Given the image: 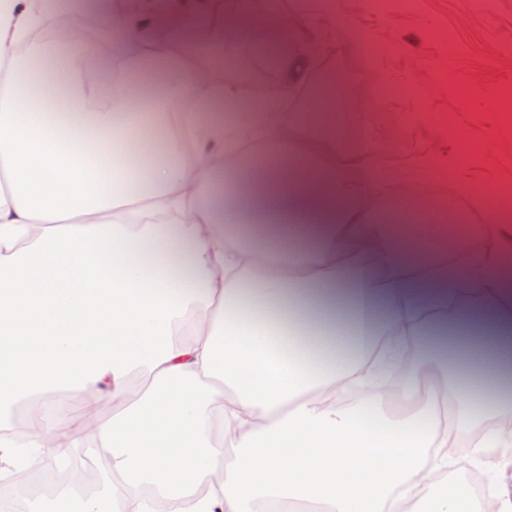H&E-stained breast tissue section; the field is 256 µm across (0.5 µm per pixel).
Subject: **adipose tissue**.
<instances>
[{
	"label": "adipose tissue",
	"mask_w": 512,
	"mask_h": 512,
	"mask_svg": "<svg viewBox=\"0 0 512 512\" xmlns=\"http://www.w3.org/2000/svg\"><path fill=\"white\" fill-rule=\"evenodd\" d=\"M210 0H100L64 20L63 41L35 32L43 0H0V398L78 381L111 398L87 431L109 455L102 490H63L31 512H144L141 485L191 495L190 512H257L304 500L328 512H466L440 484L459 438L487 458L512 431V239L481 224L463 263H442L436 225L390 224L391 202L366 171L368 118L279 101L239 107L213 54L208 70L174 53L210 24ZM335 0L260 13L236 0L234 37L265 36L283 93L308 84L324 55L301 33L336 21ZM106 56L97 67L93 58ZM53 85L32 95L36 69ZM180 130L162 156L145 134ZM476 363L479 391L420 375L390 392L418 403L394 420L377 380L394 343L446 318L449 299ZM191 321V336L175 330ZM144 369L148 384L130 379ZM358 395L336 400L337 386ZM81 414L31 405L34 447ZM225 430L214 442L213 422Z\"/></svg>",
	"instance_id": "ef3b65f1"
}]
</instances>
